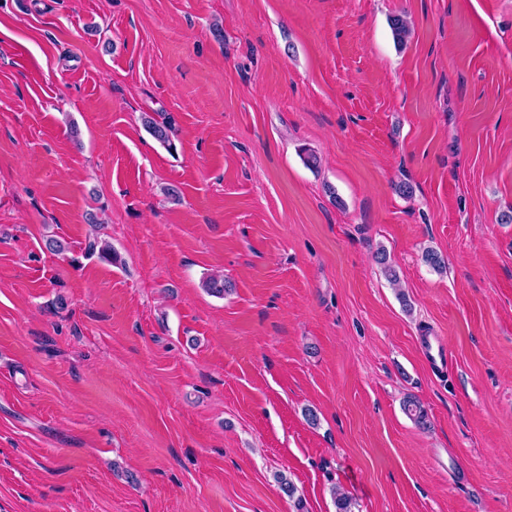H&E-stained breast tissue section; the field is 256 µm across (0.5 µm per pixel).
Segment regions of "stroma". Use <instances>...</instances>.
Here are the masks:
<instances>
[{
    "label": "stroma",
    "instance_id": "35a3bbf8",
    "mask_svg": "<svg viewBox=\"0 0 512 512\" xmlns=\"http://www.w3.org/2000/svg\"><path fill=\"white\" fill-rule=\"evenodd\" d=\"M507 215L512 0H0V512H512ZM142 121L146 130L161 144L168 149L175 147L172 140L174 127L171 117H163L161 121H159L154 116L144 114Z\"/></svg>",
    "mask_w": 512,
    "mask_h": 512
}]
</instances>
